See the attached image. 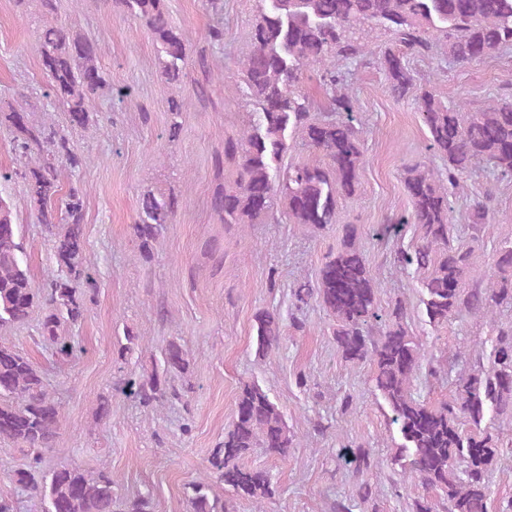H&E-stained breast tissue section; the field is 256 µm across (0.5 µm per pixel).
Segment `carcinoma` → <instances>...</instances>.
I'll return each instance as SVG.
<instances>
[{"instance_id": "cac0c4a2", "label": "carcinoma", "mask_w": 512, "mask_h": 512, "mask_svg": "<svg viewBox=\"0 0 512 512\" xmlns=\"http://www.w3.org/2000/svg\"><path fill=\"white\" fill-rule=\"evenodd\" d=\"M46 20L39 34L42 69L49 94L62 105L67 128L83 130L92 120V101L108 85L99 65L100 47L55 16V0H39ZM251 32V48L240 61L242 95L255 106L247 125L224 137V165L236 169L211 196L212 210L226 224H266L281 200L291 224L322 229L336 222L340 197L355 195L365 163L362 123L353 116L354 100L346 75L337 64L375 63L396 99L414 95L429 133L428 150L448 162L443 172L425 162L404 169L411 218L420 230L414 253H399L401 265L432 268L423 281L422 302L429 323L448 324L465 312L486 319L496 332L488 366L476 362L457 396L432 405L411 392L425 361L407 324L405 306L397 302L381 314L356 230L345 229L342 249L321 267L316 284L294 289L295 305L316 298L336 321V348L346 362L374 367V390L386 403L390 422L402 443L394 464L426 492L413 500L412 512H487L489 471L500 445L483 425L487 416L512 421V324H495L496 310L512 307V245L501 247L488 269L471 262L473 246L454 240L449 196L460 187L475 162L493 172L512 175V88L486 103L444 102L430 84L417 83L409 56L444 57L460 65L480 64L512 51V0H260ZM113 7L142 21L156 45L160 77L180 83L188 60L182 31L172 26L165 0H112ZM392 43L378 48L379 35ZM317 68L327 96L326 112L312 115L313 101L303 88L304 73ZM29 97L0 111V126L10 135L20 163L14 175L36 210L37 223L52 242L57 273L44 293L34 287L12 203L0 199V329L29 321L41 308L39 341L67 355L61 326L82 319L95 292L84 250V200L79 189L62 193L61 174L83 166L65 130L33 118ZM298 138L319 153L281 171L289 140ZM492 193L476 202L468 215L477 241L491 218ZM179 201L173 196L143 194L133 232L141 254L149 256L172 223ZM255 356L267 357L284 330L269 310L255 314ZM190 361L180 342L166 346L162 360L125 382L123 392L145 407L180 397L170 385L185 376ZM63 425V413L38 367L25 354L0 344V439L17 445L23 461L9 470L11 482L44 503L43 512H152L147 495L125 498L106 470H84L58 462L42 469L45 455ZM295 447V434L267 389L255 381L240 386L232 427L208 459V473L189 486L186 512H229L212 495L211 479L233 496L261 509L276 489L268 471L248 468L241 460L255 448L280 461ZM362 478L377 466L365 449L338 454Z\"/></svg>"}]
</instances>
